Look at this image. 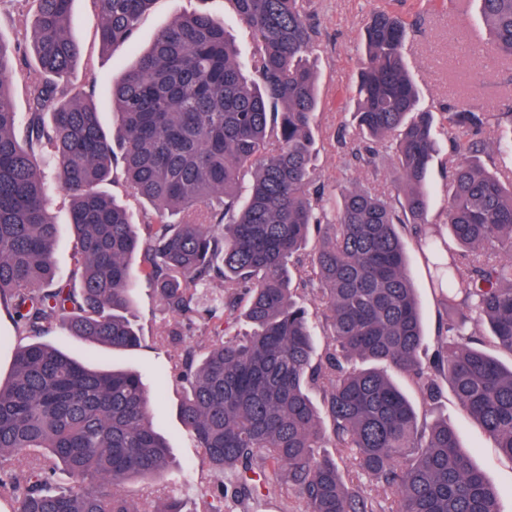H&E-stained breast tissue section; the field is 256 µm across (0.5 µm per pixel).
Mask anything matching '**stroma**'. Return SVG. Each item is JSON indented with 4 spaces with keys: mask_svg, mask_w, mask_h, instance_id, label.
Returning <instances> with one entry per match:
<instances>
[{
    "mask_svg": "<svg viewBox=\"0 0 512 512\" xmlns=\"http://www.w3.org/2000/svg\"><path fill=\"white\" fill-rule=\"evenodd\" d=\"M198 7L222 15L241 59L251 56L253 46L223 0H156L143 16L135 42L114 54L101 53L96 38L99 19L87 0H73L70 32L85 52L95 58L94 70L78 72L76 81L96 87L104 123L112 121L111 107L104 94L111 88L113 79L176 16ZM313 8L319 35L310 63L318 76L320 95L314 164L328 187L369 182L388 188L394 179V165L388 153H381L371 166L355 165L348 163L337 144L338 134L350 131L352 125L364 26L379 10L398 11L407 19L406 59L420 89L422 107L439 118L460 105L486 113L491 121L489 137L498 136V118L512 110V59L495 52L478 0H313ZM405 247L424 317L425 335L431 339L435 336L440 306L418 246L409 239ZM136 316L143 338L140 347L133 350L112 351L61 330L52 342L105 369L114 366L136 369L149 389H162L161 398L155 402V424L165 435L174 466L181 473L178 489L184 506L187 512H195L210 477L202 470L199 451L179 418L183 390L169 380L170 353L156 341L158 328L169 315L144 279L139 280L136 289ZM431 416L455 427L463 448L497 489L501 512H512V459L503 456L494 442L465 415L452 391H445Z\"/></svg>",
    "mask_w": 512,
    "mask_h": 512,
    "instance_id": "35a3bbf8",
    "label": "stroma"
}]
</instances>
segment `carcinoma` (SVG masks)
Wrapping results in <instances>:
<instances>
[{"label": "carcinoma", "instance_id": "carcinoma-1", "mask_svg": "<svg viewBox=\"0 0 512 512\" xmlns=\"http://www.w3.org/2000/svg\"><path fill=\"white\" fill-rule=\"evenodd\" d=\"M25 2L9 14L13 41L0 39V306L26 339L0 380V501L11 512H186L141 374L90 368L47 341L63 319L86 341L137 347L139 251L177 318L161 339L185 389L180 418L215 476L202 512H254L269 497L299 512H500L455 428L426 416L447 384L512 459V366L489 351L512 354V169L479 160L485 113L449 112L447 232L430 222L438 138L407 69L406 22L379 12L367 23L356 131L337 139L367 166L392 150L393 188L353 184L327 198L313 164L310 0H224L254 42L245 63L219 15H179L113 81L110 133L95 90L74 82L92 59L69 32L72 0ZM87 2L100 46L116 52L155 0ZM480 2L496 52L512 57V0ZM18 62L28 67L22 113L8 80ZM118 168L127 194L155 211L143 237L102 190ZM52 181L78 255L65 276L54 264ZM401 228L445 315L429 355ZM308 286L324 307L319 325L294 298ZM197 319L223 325L200 355L182 329ZM319 327L327 342L315 361ZM328 438L353 452L351 477L320 452ZM130 479L146 483L137 503L122 489ZM366 479L395 492L393 504Z\"/></svg>", "mask_w": 512, "mask_h": 512}]
</instances>
